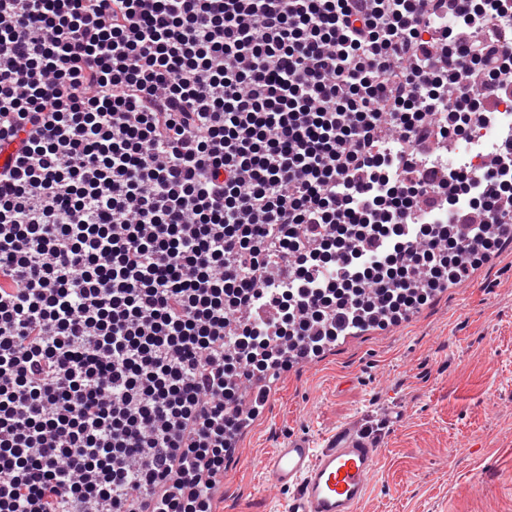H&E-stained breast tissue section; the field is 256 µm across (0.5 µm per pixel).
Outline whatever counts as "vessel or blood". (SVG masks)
<instances>
[{
  "label": "vessel or blood",
  "mask_w": 512,
  "mask_h": 512,
  "mask_svg": "<svg viewBox=\"0 0 512 512\" xmlns=\"http://www.w3.org/2000/svg\"><path fill=\"white\" fill-rule=\"evenodd\" d=\"M380 452L365 429L342 428L322 445L288 437L262 467L273 486L289 492L288 512H357Z\"/></svg>",
  "instance_id": "b4317fda"
}]
</instances>
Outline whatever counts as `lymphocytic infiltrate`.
<instances>
[{
    "mask_svg": "<svg viewBox=\"0 0 512 512\" xmlns=\"http://www.w3.org/2000/svg\"><path fill=\"white\" fill-rule=\"evenodd\" d=\"M509 13L0 0V512H213L266 399L237 376L466 281L512 133L481 172L405 155L512 104Z\"/></svg>",
    "mask_w": 512,
    "mask_h": 512,
    "instance_id": "1",
    "label": "lymphocytic infiltrate"
}]
</instances>
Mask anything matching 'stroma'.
Wrapping results in <instances>:
<instances>
[{"mask_svg": "<svg viewBox=\"0 0 512 512\" xmlns=\"http://www.w3.org/2000/svg\"><path fill=\"white\" fill-rule=\"evenodd\" d=\"M357 424L382 445L357 512H512V249L409 323L287 372L227 461L216 512H288L265 456Z\"/></svg>", "mask_w": 512, "mask_h": 512, "instance_id": "35a3bbf8", "label": "stroma"}]
</instances>
